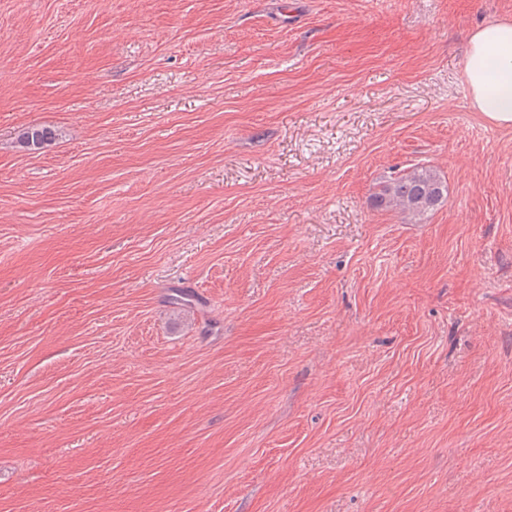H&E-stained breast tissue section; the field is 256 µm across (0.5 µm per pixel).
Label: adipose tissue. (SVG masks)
Listing matches in <instances>:
<instances>
[{
    "mask_svg": "<svg viewBox=\"0 0 512 512\" xmlns=\"http://www.w3.org/2000/svg\"><path fill=\"white\" fill-rule=\"evenodd\" d=\"M465 76L473 106L497 124L512 125V21L493 22L471 34Z\"/></svg>",
    "mask_w": 512,
    "mask_h": 512,
    "instance_id": "adipose-tissue-1",
    "label": "adipose tissue"
}]
</instances>
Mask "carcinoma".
Listing matches in <instances>:
<instances>
[{"instance_id":"cac0c4a2","label":"carcinoma","mask_w":512,"mask_h":512,"mask_svg":"<svg viewBox=\"0 0 512 512\" xmlns=\"http://www.w3.org/2000/svg\"><path fill=\"white\" fill-rule=\"evenodd\" d=\"M53 139L46 128L32 127L19 137V147L38 150ZM447 199V186L442 177L430 168H416L406 175L391 177L378 185L372 197L377 209L397 210L410 221L421 219Z\"/></svg>"}]
</instances>
